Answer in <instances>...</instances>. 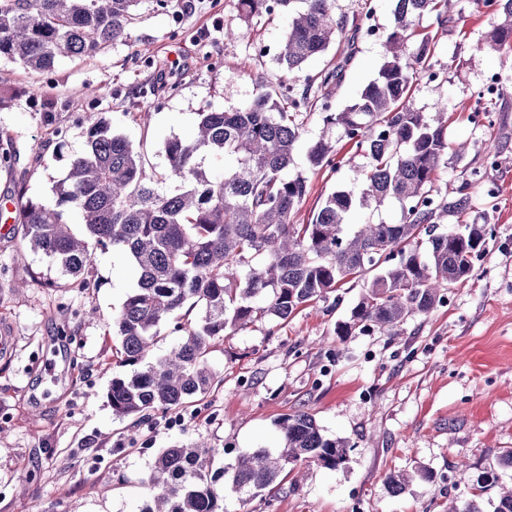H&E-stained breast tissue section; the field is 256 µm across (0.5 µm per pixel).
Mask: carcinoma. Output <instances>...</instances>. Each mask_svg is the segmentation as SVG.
<instances>
[{
    "label": "carcinoma",
    "mask_w": 512,
    "mask_h": 512,
    "mask_svg": "<svg viewBox=\"0 0 512 512\" xmlns=\"http://www.w3.org/2000/svg\"><path fill=\"white\" fill-rule=\"evenodd\" d=\"M141 2L0 0V59L49 72L63 58L93 57L131 39ZM293 2L240 0L241 15L286 12ZM450 2L396 0L375 77L342 111L323 113L326 130L338 131L366 159L364 177L356 189L329 193L308 224L293 223V215L308 194L309 175L336 174L332 137L310 146L308 172L290 175L288 168L304 120L332 95L341 68L323 76L301 72L336 38L351 46L363 31L336 16L335 0H305L278 53V82L233 112L198 113L191 138L164 143L161 171L146 166L112 121L89 116L86 148L55 185V201L26 200L15 223L26 245L60 272L63 281L53 288L90 287L95 249L129 256L137 282L113 318L123 368L107 391L113 415L141 424L153 412L180 413L222 383L208 365L215 341L259 315L284 323L320 301L331 312L337 302L330 298L347 280L364 279L367 287L339 333L377 329L394 336L408 317L432 313L443 290L471 276L485 250L487 225L441 223L470 209L471 184L463 181L451 197L435 187L448 152L461 153L448 142L447 113L429 120L411 102L415 82L436 77L437 34L423 22L448 26ZM476 2L500 16L487 46L511 50L512 0ZM226 156L235 164L213 170L211 162ZM167 183L173 189H162ZM387 203L399 207L401 222H348L357 210L373 213ZM73 211L81 215V234L71 228ZM166 325L186 339L159 355ZM278 426L284 448L277 455L257 448L219 465V451L202 441L160 450L141 512H224L229 490L245 506L287 469L344 463L346 441L326 437L310 414H287ZM416 477L429 473H391L387 484L400 493Z\"/></svg>",
    "instance_id": "cac0c4a2"
}]
</instances>
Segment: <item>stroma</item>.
<instances>
[{
	"label": "stroma",
	"instance_id": "stroma-1",
	"mask_svg": "<svg viewBox=\"0 0 512 512\" xmlns=\"http://www.w3.org/2000/svg\"><path fill=\"white\" fill-rule=\"evenodd\" d=\"M336 11L368 17L372 32L350 49L332 45L347 60L328 100L332 112L374 78L381 35L393 26L392 0H336ZM139 13L131 41L96 57L65 59L50 72L0 61V85L25 91L0 112V137L20 148L17 164L0 166V199L52 200L85 147L89 114L111 118L161 170L165 141L190 137L198 112L234 111L282 74L275 50L289 15L245 23L238 0H185L178 13L142 0ZM496 20L493 8L457 0L453 23L438 36L437 79L413 93L420 111L446 108L448 139L465 147L462 160L440 169L437 187L449 194L471 181L472 206L459 220L489 233L469 280L446 289L431 314L409 318L401 335H340L338 323L363 292L362 282L348 283L333 312L317 303L284 323L258 317L217 341L208 364L223 387L180 415H154V427L135 426L106 399L112 320L136 282L129 259L94 250L97 287L61 290L59 271L27 247L20 225L0 221V322L14 334L0 354V512H66L73 502L81 512H134L159 450L203 439L228 462L275 451L284 445L278 420L298 410L347 442L346 462L301 465L245 511L226 494V512H448L449 503L488 502L511 486L512 470L499 458L512 449V51L485 47ZM228 26L243 27L244 37L226 38ZM259 43L272 54L257 55ZM145 109L150 120L136 121ZM336 152L340 169L329 180L311 176L295 223H310L334 188L359 185L362 157L344 140ZM418 467L430 479L388 489L389 473ZM485 472L497 482L483 489Z\"/></svg>",
	"mask_w": 512,
	"mask_h": 512
}]
</instances>
